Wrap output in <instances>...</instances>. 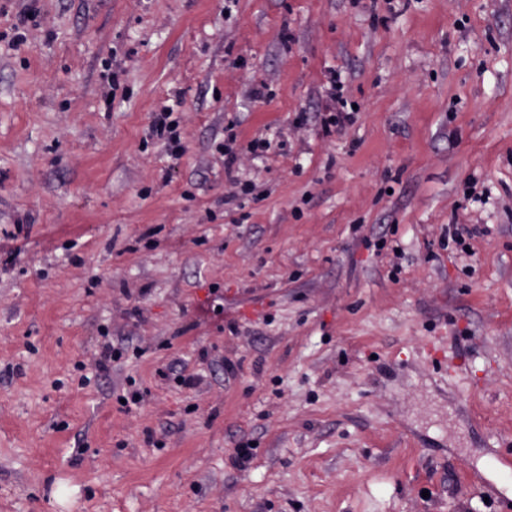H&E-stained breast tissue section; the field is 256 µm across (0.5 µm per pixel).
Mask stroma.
<instances>
[{"label":"stroma","mask_w":512,"mask_h":512,"mask_svg":"<svg viewBox=\"0 0 512 512\" xmlns=\"http://www.w3.org/2000/svg\"><path fill=\"white\" fill-rule=\"evenodd\" d=\"M32 2L0 41V512H512L469 480L512 457V0H0V33ZM331 67L359 112L325 139ZM236 117L275 141L242 205ZM173 114V107L163 106L159 112H153L152 133L160 141L166 143L169 153L179 159L184 154V147L178 133V123L170 119ZM236 137L232 127L224 128V173L228 175L231 183L237 188L230 195V198L242 199L252 194L255 186L250 182L241 183L240 179L233 175L237 170L239 161V154L232 146L236 141Z\"/></svg>","instance_id":"obj_1"}]
</instances>
